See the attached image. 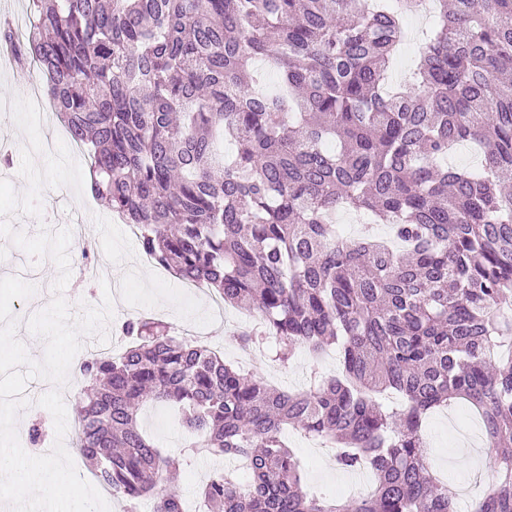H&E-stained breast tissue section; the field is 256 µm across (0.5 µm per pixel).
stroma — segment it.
<instances>
[{
	"label": "stroma",
	"mask_w": 512,
	"mask_h": 512,
	"mask_svg": "<svg viewBox=\"0 0 512 512\" xmlns=\"http://www.w3.org/2000/svg\"><path fill=\"white\" fill-rule=\"evenodd\" d=\"M89 205L87 224L90 228L91 259L105 270L104 283L80 284L70 278L63 296L70 305L72 316H79L83 305H100L103 285L123 289V300L113 308V320L107 325L108 342L83 336L82 348L94 354L119 355L126 342L119 335L117 323L127 316H146L172 324L178 335L197 337L202 343L220 347L225 362L264 379L277 388L295 391L306 386L313 373L330 377L338 371L335 349L311 354L299 349L288 369H279L269 355L248 356L232 340L238 326L252 318L250 312L232 307H218L210 293L190 288L168 273L144 266L136 237L125 224L100 206L90 192L75 194L68 186L47 187L42 191L43 213L53 215L54 228H64L77 216L78 201ZM0 276H17L34 283L38 291L28 299H16L11 310L19 322L17 336L24 343L32 361H41L45 341L32 334L26 322L43 310L53 297L52 285L58 276L53 262L35 266L32 259L9 239L0 237ZM140 421L165 454L181 459L177 488L189 505H197L200 492L210 477L218 472H230L245 477L241 461L213 455H188L184 430L172 413L158 403H147ZM425 434L431 448L432 472L447 477L449 489L455 493L459 507L480 497L492 479L489 459L492 450L480 418L464 404H454L433 412L425 423ZM287 438L301 460L305 483L312 490L335 498L346 495L356 479L355 474L340 469L332 455L315 445L312 438L291 430Z\"/></svg>",
	"instance_id": "35a3bbf8"
}]
</instances>
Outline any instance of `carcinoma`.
<instances>
[{
  "instance_id": "cac0c4a2",
  "label": "carcinoma",
  "mask_w": 512,
  "mask_h": 512,
  "mask_svg": "<svg viewBox=\"0 0 512 512\" xmlns=\"http://www.w3.org/2000/svg\"><path fill=\"white\" fill-rule=\"evenodd\" d=\"M413 81L388 70L425 0H29L27 38L0 49L37 76L88 152L93 198L139 230L174 277L260 316L232 336L275 362L334 345L339 375L279 390L206 345L130 318L133 345L79 368L75 447L138 512H185L140 424L172 407L191 453L241 457L210 512H456L434 482L423 421L456 399L482 416L494 481L475 512H512V0H434ZM280 93L256 86L255 61ZM236 145L232 158L216 135ZM469 143L478 167L445 163ZM338 209L392 225L404 247L336 231ZM330 441L375 490L328 503L304 487L285 428Z\"/></svg>"
}]
</instances>
